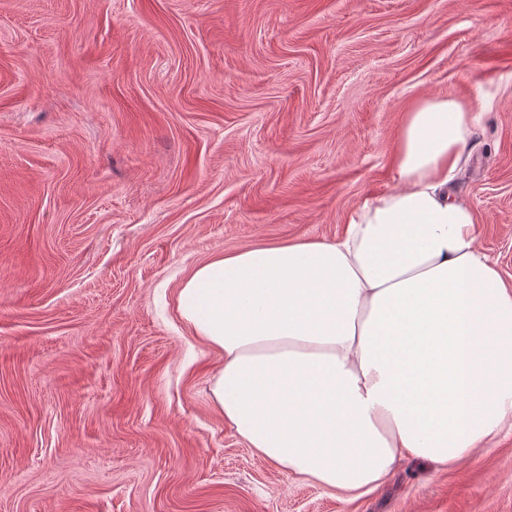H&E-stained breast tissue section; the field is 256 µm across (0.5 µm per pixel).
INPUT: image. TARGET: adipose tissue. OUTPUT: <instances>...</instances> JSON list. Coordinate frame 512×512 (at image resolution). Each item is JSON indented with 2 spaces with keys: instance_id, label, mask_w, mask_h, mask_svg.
<instances>
[{
  "instance_id": "adipose-tissue-1",
  "label": "adipose tissue",
  "mask_w": 512,
  "mask_h": 512,
  "mask_svg": "<svg viewBox=\"0 0 512 512\" xmlns=\"http://www.w3.org/2000/svg\"><path fill=\"white\" fill-rule=\"evenodd\" d=\"M475 120L424 100L402 125L398 187L342 238L232 251L181 285V317L222 358L212 400L263 460L353 492L512 428V285L448 191Z\"/></svg>"
}]
</instances>
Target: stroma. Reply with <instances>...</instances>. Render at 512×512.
Returning <instances> with one entry per match:
<instances>
[{
    "mask_svg": "<svg viewBox=\"0 0 512 512\" xmlns=\"http://www.w3.org/2000/svg\"><path fill=\"white\" fill-rule=\"evenodd\" d=\"M448 96L512 284V0H0V512H512L511 430L357 495L262 460L177 311L217 255L340 237Z\"/></svg>",
    "mask_w": 512,
    "mask_h": 512,
    "instance_id": "1",
    "label": "stroma"
}]
</instances>
